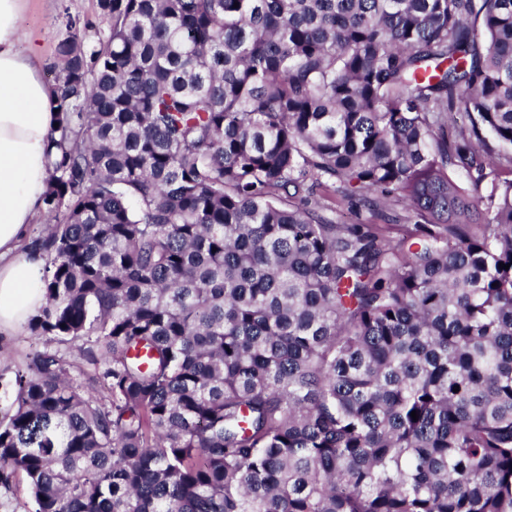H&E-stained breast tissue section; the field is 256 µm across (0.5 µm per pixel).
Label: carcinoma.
<instances>
[{
	"instance_id": "cac0c4a2",
	"label": "carcinoma",
	"mask_w": 512,
	"mask_h": 512,
	"mask_svg": "<svg viewBox=\"0 0 512 512\" xmlns=\"http://www.w3.org/2000/svg\"><path fill=\"white\" fill-rule=\"evenodd\" d=\"M98 8L66 16L63 219L30 243L29 330L91 371L47 348L15 373L0 486L25 473L35 512H512V0ZM330 190L368 217L324 216Z\"/></svg>"
}]
</instances>
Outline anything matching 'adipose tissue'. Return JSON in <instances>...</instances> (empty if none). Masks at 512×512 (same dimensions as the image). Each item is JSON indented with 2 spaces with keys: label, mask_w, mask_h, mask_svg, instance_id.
<instances>
[{
  "label": "adipose tissue",
  "mask_w": 512,
  "mask_h": 512,
  "mask_svg": "<svg viewBox=\"0 0 512 512\" xmlns=\"http://www.w3.org/2000/svg\"><path fill=\"white\" fill-rule=\"evenodd\" d=\"M23 10V0H0V331L22 325L44 302L43 261L23 239L43 207L57 115L37 48L17 50L29 36Z\"/></svg>",
  "instance_id": "adipose-tissue-1"
}]
</instances>
